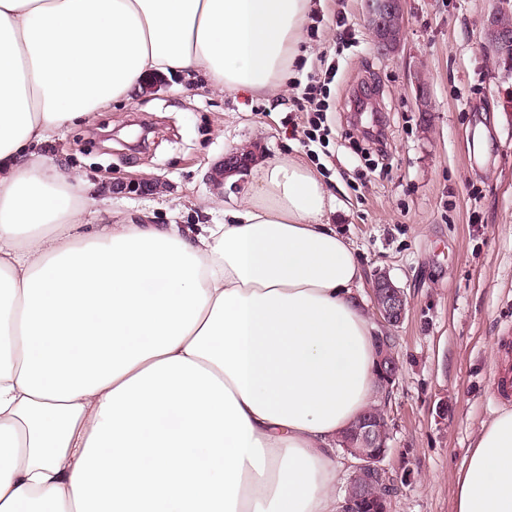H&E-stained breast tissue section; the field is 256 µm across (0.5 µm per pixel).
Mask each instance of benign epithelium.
I'll list each match as a JSON object with an SVG mask.
<instances>
[{
	"instance_id": "1",
	"label": "benign epithelium",
	"mask_w": 512,
	"mask_h": 512,
	"mask_svg": "<svg viewBox=\"0 0 512 512\" xmlns=\"http://www.w3.org/2000/svg\"><path fill=\"white\" fill-rule=\"evenodd\" d=\"M408 0H365V26L372 33L377 51L384 56H396L403 40L392 41L387 31L394 21L405 22ZM512 12V0H497V6L487 22L485 55L498 52L499 63L512 69V25L504 22V16ZM415 100L418 111H432L426 83H415ZM249 159L242 149H232L224 155L222 163L214 167L212 182L223 185L227 173H243ZM155 182L112 183L114 194H149L158 190ZM370 299L381 326L394 327L403 323L408 302L404 289L396 286L389 275L377 272L373 275ZM377 382L384 392H390L400 372V361L393 338L387 333L376 335ZM388 420L384 411L368 410L340 436L339 443L356 460L346 487V494L339 512H390L392 496L385 489L392 487L394 478L384 465L389 453L386 436Z\"/></svg>"
}]
</instances>
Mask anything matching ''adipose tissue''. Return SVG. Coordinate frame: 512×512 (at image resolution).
I'll list each match as a JSON object with an SVG mask.
<instances>
[{
	"label": "adipose tissue",
	"instance_id": "ef3b65f1",
	"mask_svg": "<svg viewBox=\"0 0 512 512\" xmlns=\"http://www.w3.org/2000/svg\"><path fill=\"white\" fill-rule=\"evenodd\" d=\"M311 0H0V512H336L371 404L363 271L317 173L252 161L220 224H87L32 153L147 79L287 82ZM454 512H512V411Z\"/></svg>",
	"mask_w": 512,
	"mask_h": 512
}]
</instances>
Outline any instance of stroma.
<instances>
[{
    "mask_svg": "<svg viewBox=\"0 0 512 512\" xmlns=\"http://www.w3.org/2000/svg\"><path fill=\"white\" fill-rule=\"evenodd\" d=\"M495 0H410L401 52L379 54L362 0H313L291 80L317 74L329 104L328 147L302 144L307 113L292 88L264 95L166 77L155 91L59 130L44 151L81 175L86 223L147 214L156 224H220L249 185L213 191L205 173L232 148L293 154L334 198L332 224L357 251L365 279L387 273L408 312L391 328L401 372L381 408L390 424L385 465L398 486L392 512H454L461 465L486 422L512 408L493 394L512 337V73L479 51ZM422 72L433 110L415 109ZM371 88L387 157L357 125ZM155 181L145 196H112L116 181Z\"/></svg>",
    "mask_w": 512,
    "mask_h": 512,
    "instance_id": "stroma-1",
    "label": "stroma"
}]
</instances>
